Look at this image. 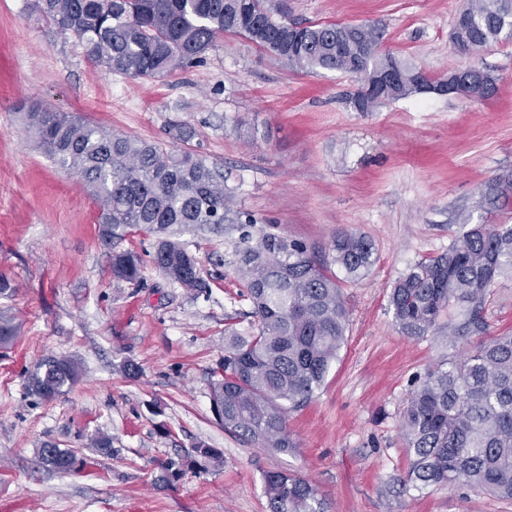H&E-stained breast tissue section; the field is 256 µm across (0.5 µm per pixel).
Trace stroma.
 I'll list each match as a JSON object with an SVG mask.
<instances>
[{
  "label": "stroma",
  "mask_w": 512,
  "mask_h": 512,
  "mask_svg": "<svg viewBox=\"0 0 512 512\" xmlns=\"http://www.w3.org/2000/svg\"><path fill=\"white\" fill-rule=\"evenodd\" d=\"M34 3L0 0V275L14 286L0 313L19 325L0 349V512H267V471L308 479L326 512H512V500L467 487L401 490L406 398L470 343L452 333L459 312L442 333L412 338L389 307L395 281L445 251L460 222L512 224V207L482 198L512 176V37L459 56L451 32L467 0H288L298 20L378 26L383 49L427 75L474 66L496 79L484 98L421 95L359 112L355 78L293 71L232 35L164 79L108 72ZM33 104L192 152L223 172L232 209L259 228L319 248L339 228L372 242L369 273L342 284L346 342L314 399L288 415L292 452L244 442L211 411L226 320L250 323L231 235L183 236L205 288L169 281L152 262L155 236L142 231L119 243L141 255L139 281L114 278L99 204L27 132ZM483 317L486 335L512 332L511 276L498 279ZM51 356L81 375L44 401L28 384ZM101 436L109 450L93 447ZM47 442L74 452L71 471L42 464Z\"/></svg>",
  "instance_id": "1"
}]
</instances>
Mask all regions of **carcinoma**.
<instances>
[{
  "instance_id": "1",
  "label": "carcinoma",
  "mask_w": 512,
  "mask_h": 512,
  "mask_svg": "<svg viewBox=\"0 0 512 512\" xmlns=\"http://www.w3.org/2000/svg\"><path fill=\"white\" fill-rule=\"evenodd\" d=\"M35 10L77 38L94 65L130 77L164 78L199 63L230 34L307 73L338 72L364 83L396 65L391 90L354 94L358 112L426 93L420 69L382 49L380 28L292 21L281 0H37ZM466 11L470 22L454 27V44L475 51L503 34L512 37V0H469ZM455 75L464 96L494 90L488 72L470 67ZM24 122L57 166L78 174L99 202L100 238L111 249L115 278L140 279V255L117 249L133 229L156 237L153 264L188 290L205 283L181 234L211 224L239 232L235 264L257 323L245 338L227 328L222 372L210 384L211 409L224 430L246 442L273 454L293 450L288 412L314 398L346 340L348 306L332 267L362 278L375 262L371 242L340 229L320 252L283 234L253 233L256 221L230 209L223 174L190 152L172 154L44 107L24 113ZM511 195L509 177L486 193L494 200ZM506 273L512 274V224H464L446 251L396 281L389 297L396 326L410 337L438 333L443 315L456 306L464 317L457 334H479L490 290ZM16 336L13 319L0 315V348ZM79 375L77 364L48 358L31 375L29 390L51 400ZM400 430L410 457L398 479L403 489L464 485L512 500V335L481 337L460 358L429 369L408 395ZM39 453L60 473L76 464L71 452L53 444ZM263 490L268 512H325L302 477L267 471Z\"/></svg>"
}]
</instances>
